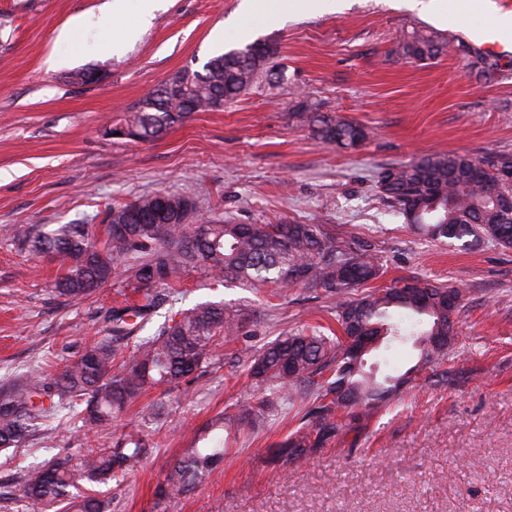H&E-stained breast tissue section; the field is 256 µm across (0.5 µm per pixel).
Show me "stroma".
Instances as JSON below:
<instances>
[{
    "label": "stroma",
    "mask_w": 512,
    "mask_h": 512,
    "mask_svg": "<svg viewBox=\"0 0 512 512\" xmlns=\"http://www.w3.org/2000/svg\"><path fill=\"white\" fill-rule=\"evenodd\" d=\"M103 2L0 0V383L36 365L58 374L105 333L108 310L139 301L123 271L86 299L57 297L58 264L34 253L35 230L83 224L101 243L108 207L156 192L192 198L193 224L324 225L375 254L379 288L412 276L460 288L453 371L440 382L416 379L365 432L339 435L277 474L267 461L299 415L224 430V460L208 480L158 502L170 460L217 415L267 392L235 354L337 325L336 300L323 289L239 288L193 272L146 316L143 333L195 303L224 302L245 326L221 348L223 365L187 391L153 390L120 425L81 431L60 414L46 434L0 451V512H34L22 494L27 466L111 447L132 427L148 442L136 471L84 488L109 500L110 512H512V250L423 239L379 188L384 169L430 153L489 164L512 155V61L471 73L478 50L465 41L432 62L400 58V33L423 20L392 0H346L341 11L286 23L243 15L240 0H167L114 55L101 49ZM219 28L228 50L274 43L279 81L148 141L103 134L107 118L182 68L201 67ZM85 68L107 75L68 81ZM302 104L361 125L366 140L354 149L321 142L294 118Z\"/></svg>",
    "instance_id": "stroma-1"
}]
</instances>
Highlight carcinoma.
Returning a JSON list of instances; mask_svg holds the SVG:
<instances>
[{
  "label": "carcinoma",
  "mask_w": 512,
  "mask_h": 512,
  "mask_svg": "<svg viewBox=\"0 0 512 512\" xmlns=\"http://www.w3.org/2000/svg\"><path fill=\"white\" fill-rule=\"evenodd\" d=\"M247 45L216 54L192 70L189 100L159 87L136 103L117 122L129 136L155 138L186 122L194 112L211 111L214 94L229 104L249 93L262 79H277V65H248ZM451 51L450 42L435 33L413 28L397 40L393 52L416 62L436 60ZM296 117L325 143L354 148L367 133L355 123L324 115L307 106ZM512 168V156L496 164L469 155L428 154L387 168L380 189L397 215L430 239H450L463 247L492 243L512 248V220L505 219L488 194L499 169ZM154 195L110 207L105 212L106 243L97 241L83 224H64L35 234L32 247L59 263L55 292L68 301L84 299L112 280L118 266L130 272L133 288L144 303L108 313L107 335L89 346L80 359L50 377L30 368L21 379L0 386V449L18 448L63 410L76 413L82 428L112 425L153 388L172 390L189 377L201 378L217 356L218 340L244 327L239 315L214 302H200L175 313L178 322L163 324L139 338L132 350L125 341L143 327V319L159 304V288H174L191 271L243 286L275 285L321 288L336 298L339 329L352 335L367 326L385 343L412 340L415 365L398 375L378 379L357 359L346 341L317 330L279 337L245 359L250 375L270 383V394L236 404L233 414L219 415L213 426L257 424L282 406L304 404V424L289 433L275 450L277 460L308 455L345 430L362 432L374 414L390 406L409 384V375L427 382L448 376L456 320L449 319L448 299L461 298L454 287L416 277L354 297L352 290L379 278L381 266L368 249L344 243L320 224H126L115 230L112 214L152 206ZM145 440L123 432L112 447L83 455L59 454L27 469L23 492L33 505L56 512H108L110 503L95 496L79 497L85 484L126 477L139 464ZM224 460V446L194 445L168 465L155 490L161 502L200 487Z\"/></svg>",
  "instance_id": "cac0c4a2"
}]
</instances>
